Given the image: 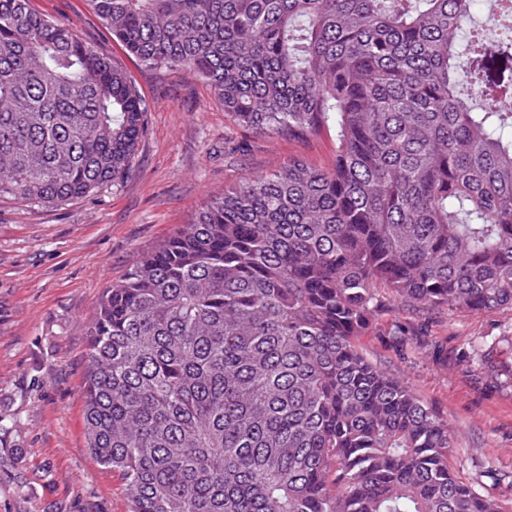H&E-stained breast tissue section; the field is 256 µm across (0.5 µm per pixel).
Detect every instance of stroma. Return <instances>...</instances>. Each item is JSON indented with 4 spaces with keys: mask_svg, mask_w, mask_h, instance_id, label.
Segmentation results:
<instances>
[{
    "mask_svg": "<svg viewBox=\"0 0 512 512\" xmlns=\"http://www.w3.org/2000/svg\"><path fill=\"white\" fill-rule=\"evenodd\" d=\"M31 5L123 66L150 110L123 178L59 206L0 198V512H128L84 434L88 328L104 289L226 187L293 159L330 168L336 133L298 140L232 124L193 72L130 58L88 0ZM405 318L428 324L439 356L394 349L389 329ZM358 345L448 420L455 469L512 512V307L396 302Z\"/></svg>",
    "mask_w": 512,
    "mask_h": 512,
    "instance_id": "1",
    "label": "stroma"
}]
</instances>
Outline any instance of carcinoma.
I'll list each match as a JSON object with an SVG mask.
<instances>
[{"instance_id":"obj_1","label":"carcinoma","mask_w":512,"mask_h":512,"mask_svg":"<svg viewBox=\"0 0 512 512\" xmlns=\"http://www.w3.org/2000/svg\"><path fill=\"white\" fill-rule=\"evenodd\" d=\"M149 69L188 68L262 134L336 131L213 197L105 289L84 422L129 512H500L448 421L355 341L387 307L512 306V38L477 0H89ZM149 104L69 28L0 0V196L86 198L130 169ZM400 350L424 325H393Z\"/></svg>"}]
</instances>
